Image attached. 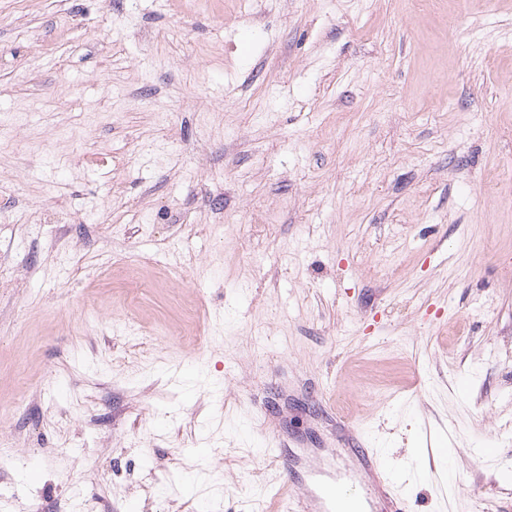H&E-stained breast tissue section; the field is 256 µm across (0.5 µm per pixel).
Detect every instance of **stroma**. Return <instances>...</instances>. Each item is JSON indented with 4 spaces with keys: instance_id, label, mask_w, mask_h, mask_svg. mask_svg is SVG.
I'll use <instances>...</instances> for the list:
<instances>
[{
    "instance_id": "1",
    "label": "stroma",
    "mask_w": 512,
    "mask_h": 512,
    "mask_svg": "<svg viewBox=\"0 0 512 512\" xmlns=\"http://www.w3.org/2000/svg\"><path fill=\"white\" fill-rule=\"evenodd\" d=\"M345 418L512 512V0H0V512H285Z\"/></svg>"
}]
</instances>
